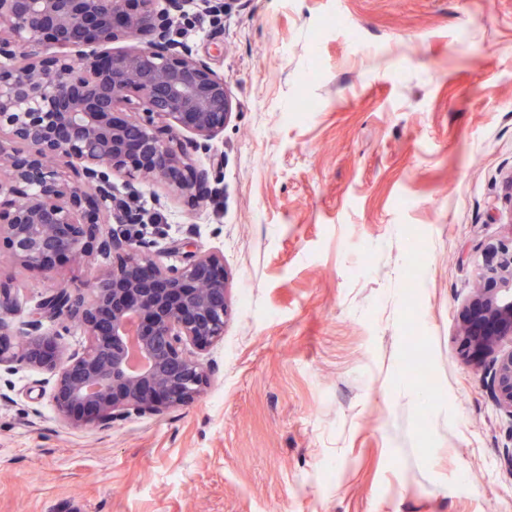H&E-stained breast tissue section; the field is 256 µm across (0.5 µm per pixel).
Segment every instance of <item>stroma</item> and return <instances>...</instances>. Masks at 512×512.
Listing matches in <instances>:
<instances>
[{
  "label": "stroma",
  "instance_id": "35a3bbf8",
  "mask_svg": "<svg viewBox=\"0 0 512 512\" xmlns=\"http://www.w3.org/2000/svg\"><path fill=\"white\" fill-rule=\"evenodd\" d=\"M175 30L236 114L194 206L137 183L159 258L224 256L230 315L194 402L62 422L53 376L0 369V512H512V415L460 346L512 240V0H190ZM110 259L41 274L0 252L11 341ZM423 357L428 384L410 374Z\"/></svg>",
  "mask_w": 512,
  "mask_h": 512
}]
</instances>
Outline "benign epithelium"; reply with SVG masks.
Segmentation results:
<instances>
[{
    "label": "benign epithelium",
    "instance_id": "1",
    "mask_svg": "<svg viewBox=\"0 0 512 512\" xmlns=\"http://www.w3.org/2000/svg\"><path fill=\"white\" fill-rule=\"evenodd\" d=\"M218 17L241 0H201ZM188 0H0V245L23 268L52 273L97 250L114 254L90 296L61 287L33 312L29 339H5L13 304L0 276V366L54 377L58 417L109 427L161 415L201 394L208 374L197 352L224 337L229 274L224 256L189 251L165 265L144 237L117 238L108 224H154L134 205L137 179L165 182L189 198L219 193L224 156L206 167L234 104L224 77L198 57L174 23ZM147 38L132 49L120 40ZM164 126L170 137L160 138ZM16 147L5 150L1 138ZM128 178L121 193L114 179ZM78 323L89 345L64 349L42 320ZM465 353L493 357L491 391L512 414V244L492 246L460 328Z\"/></svg>",
    "mask_w": 512,
    "mask_h": 512
}]
</instances>
